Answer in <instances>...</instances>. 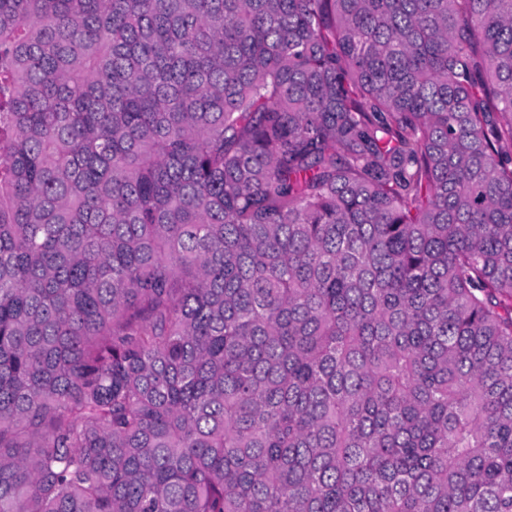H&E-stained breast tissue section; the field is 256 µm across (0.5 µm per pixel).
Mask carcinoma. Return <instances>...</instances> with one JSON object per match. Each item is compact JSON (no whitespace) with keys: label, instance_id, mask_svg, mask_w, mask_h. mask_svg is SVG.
I'll list each match as a JSON object with an SVG mask.
<instances>
[{"label":"carcinoma","instance_id":"1","mask_svg":"<svg viewBox=\"0 0 512 512\" xmlns=\"http://www.w3.org/2000/svg\"><path fill=\"white\" fill-rule=\"evenodd\" d=\"M0 512H512V0H0Z\"/></svg>","mask_w":512,"mask_h":512}]
</instances>
